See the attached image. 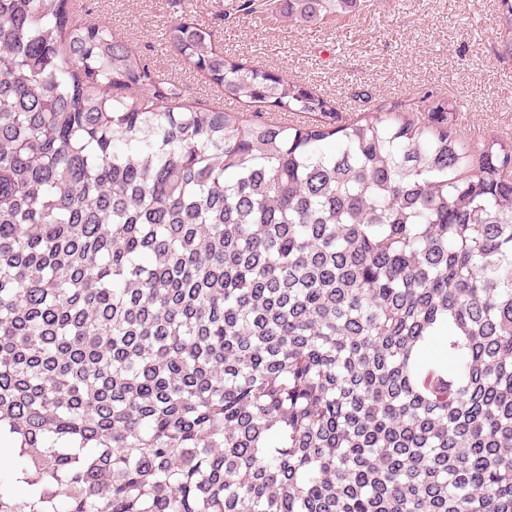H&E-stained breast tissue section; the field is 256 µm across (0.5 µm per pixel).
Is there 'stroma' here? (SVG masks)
<instances>
[{"label":"stroma","instance_id":"stroma-1","mask_svg":"<svg viewBox=\"0 0 512 512\" xmlns=\"http://www.w3.org/2000/svg\"><path fill=\"white\" fill-rule=\"evenodd\" d=\"M80 2L163 75L181 69L164 29L188 10L225 52L332 97L344 117L364 112L367 94L413 99L430 89L461 102L458 128L468 145L490 130L512 138V63L493 52L496 0H368L312 26L291 25L272 4L239 16L231 0Z\"/></svg>","mask_w":512,"mask_h":512}]
</instances>
